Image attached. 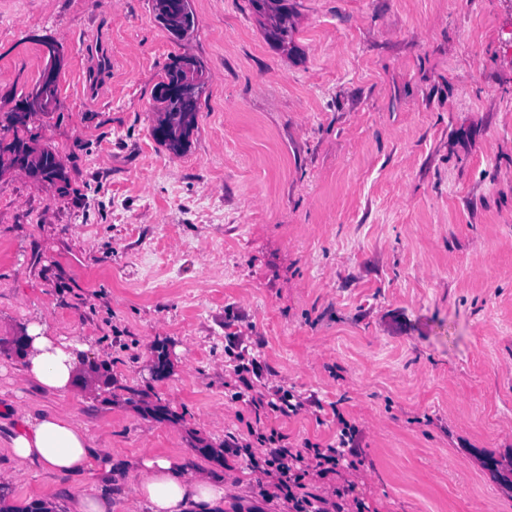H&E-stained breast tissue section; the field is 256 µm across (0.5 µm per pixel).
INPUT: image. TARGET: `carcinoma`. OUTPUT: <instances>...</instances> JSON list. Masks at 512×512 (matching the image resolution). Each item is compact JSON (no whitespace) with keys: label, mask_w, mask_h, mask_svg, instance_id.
<instances>
[{"label":"carcinoma","mask_w":512,"mask_h":512,"mask_svg":"<svg viewBox=\"0 0 512 512\" xmlns=\"http://www.w3.org/2000/svg\"><path fill=\"white\" fill-rule=\"evenodd\" d=\"M254 12L271 20L267 37L279 47L288 48V6L287 0H248ZM154 20L175 43L189 39L198 27L192 0H152ZM200 80V91L206 90L205 67L196 58L176 57L164 70V76L156 87L154 100L159 104L158 125L162 135L157 141L174 155L182 154L193 132L198 128L200 100L189 101L166 92V88L181 80L186 70ZM28 130L24 124L15 128L14 139L6 146L0 145V177L4 172L19 168L40 171L42 180L55 182L65 180V173L56 157L42 151L33 138L19 136ZM0 512H54L48 504L35 500L20 508L8 504V491L0 486Z\"/></svg>","instance_id":"cac0c4a2"}]
</instances>
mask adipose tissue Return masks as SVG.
I'll return each mask as SVG.
<instances>
[{
  "label": "adipose tissue",
  "mask_w": 512,
  "mask_h": 512,
  "mask_svg": "<svg viewBox=\"0 0 512 512\" xmlns=\"http://www.w3.org/2000/svg\"><path fill=\"white\" fill-rule=\"evenodd\" d=\"M18 333L26 343L20 371L27 379L62 396L81 387L79 362L86 343L48 335L45 326L34 322L20 324ZM14 422L7 448L15 468L5 480L18 479L31 463L51 475L81 477L87 483L96 471L111 472V455L97 453L92 437L68 415L18 412ZM135 464V493L144 512H219L224 506L223 481L185 468L174 457L146 452Z\"/></svg>",
  "instance_id": "1"
}]
</instances>
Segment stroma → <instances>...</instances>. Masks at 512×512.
Returning a JSON list of instances; mask_svg holds the SVG:
<instances>
[{"instance_id":"35a3bbf8","label":"stroma","mask_w":512,"mask_h":512,"mask_svg":"<svg viewBox=\"0 0 512 512\" xmlns=\"http://www.w3.org/2000/svg\"><path fill=\"white\" fill-rule=\"evenodd\" d=\"M176 43L151 0H0V110L67 55L29 126L65 181L0 177V406L69 413L96 447L223 479V512H288L224 443L360 431L370 512H512L482 458H512V0H288L280 49L248 0H193ZM109 72L91 83L96 50ZM208 71L182 155L153 135L176 57ZM87 343L109 387L20 373L13 327ZM298 414L235 400V353ZM221 449L218 457L210 449ZM18 505L70 512L78 481L30 466Z\"/></svg>"}]
</instances>
